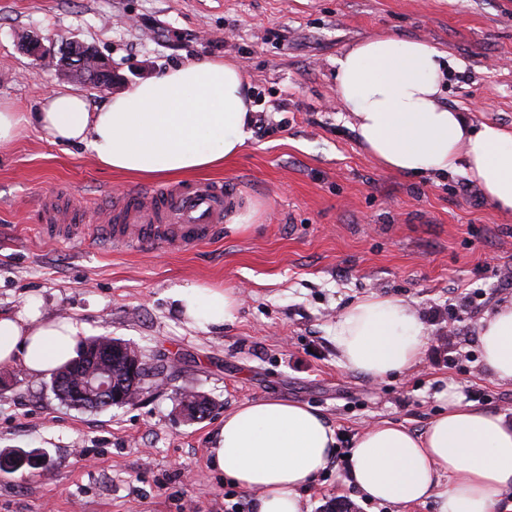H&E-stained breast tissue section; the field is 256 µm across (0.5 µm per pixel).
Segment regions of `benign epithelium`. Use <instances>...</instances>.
<instances>
[{
	"instance_id": "7a95c632",
	"label": "benign epithelium",
	"mask_w": 512,
	"mask_h": 512,
	"mask_svg": "<svg viewBox=\"0 0 512 512\" xmlns=\"http://www.w3.org/2000/svg\"><path fill=\"white\" fill-rule=\"evenodd\" d=\"M21 48L37 60L59 57V68L67 75L83 74L90 83L98 87L112 85V69L91 46L78 41L65 42L58 47L53 43L47 46L41 37L27 34L21 38ZM119 348L120 344L105 341L103 345L92 349L86 356V361L81 363L85 371L79 377V386H74L68 377H60L55 383L56 393L65 400L87 399L107 405L126 403L129 394L113 387L110 369L113 350ZM0 464L8 469H20L24 466L38 467L44 461L39 453L18 451L8 461Z\"/></svg>"
}]
</instances>
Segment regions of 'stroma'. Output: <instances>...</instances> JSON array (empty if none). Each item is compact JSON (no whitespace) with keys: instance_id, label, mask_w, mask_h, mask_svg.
Segmentation results:
<instances>
[{"instance_id":"obj_1","label":"stroma","mask_w":512,"mask_h":512,"mask_svg":"<svg viewBox=\"0 0 512 512\" xmlns=\"http://www.w3.org/2000/svg\"><path fill=\"white\" fill-rule=\"evenodd\" d=\"M76 39L115 75L98 88L34 60L23 34ZM391 35L447 52L445 102L474 122L512 126V0H0V101L37 110L53 90L91 107L191 57L240 63L257 107L242 153L216 180L239 207L221 239L191 253L160 244L115 249L78 237L55 243L38 201L69 187L94 207L141 183L80 147L32 127L0 152V311L29 295L69 316L85 338L130 344L151 371L132 404L78 409L45 375L0 364V450L43 454V468L0 471V512H229L253 496L209 466L213 436L240 404L277 398L320 411L340 457L303 489L307 512L343 500L355 512H438L360 498L345 460L363 425L421 431L457 387L466 401L512 412V383L480 364L479 322L512 297V215L465 175L391 172L361 146L336 101L334 61L353 43ZM237 288L233 321L187 326L173 289ZM384 294L415 305L428 326L422 363L382 383L344 370L333 341L349 303ZM210 402L191 420L181 393Z\"/></svg>"}]
</instances>
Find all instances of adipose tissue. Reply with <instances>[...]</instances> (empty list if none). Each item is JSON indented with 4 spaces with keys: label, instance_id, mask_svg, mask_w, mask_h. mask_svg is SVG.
<instances>
[{
    "label": "adipose tissue",
    "instance_id": "ef3b65f1",
    "mask_svg": "<svg viewBox=\"0 0 512 512\" xmlns=\"http://www.w3.org/2000/svg\"><path fill=\"white\" fill-rule=\"evenodd\" d=\"M454 61L422 40L377 36L336 59V95L354 118L363 147L385 169L413 176L461 173L493 208L512 214V127L473 123L443 102ZM242 65L193 58L128 85L90 108L74 90H54L37 111L0 102V148L30 126L54 143L83 146L97 163L131 178L191 177L220 171L252 136L256 107ZM171 297L189 325L233 320L232 288L191 285ZM80 328L44 317L38 298L0 314V364L52 372L77 355ZM341 366L382 382L420 364L427 327L419 310L373 294L346 306L333 336ZM484 368L512 382V298L482 318ZM423 432L390 421L368 423L349 451L350 482L371 502L396 506L439 501V512H512V419L474 407L455 388ZM339 448L317 408L276 398L225 414L210 466L252 492L253 512H304L301 491L323 474Z\"/></svg>",
    "mask_w": 512,
    "mask_h": 512
}]
</instances>
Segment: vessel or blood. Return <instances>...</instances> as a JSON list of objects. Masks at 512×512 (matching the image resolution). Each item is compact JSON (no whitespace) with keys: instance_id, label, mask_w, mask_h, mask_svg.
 I'll return each instance as SVG.
<instances>
[{"instance_id":"b4317fda","label":"vessel or blood","mask_w":512,"mask_h":512,"mask_svg":"<svg viewBox=\"0 0 512 512\" xmlns=\"http://www.w3.org/2000/svg\"><path fill=\"white\" fill-rule=\"evenodd\" d=\"M237 205L229 185L201 179L112 198L101 208L103 223L93 227L84 223L71 191L64 188L44 195L39 211L42 234L52 241L87 235L116 247L157 242L186 252L223 235Z\"/></svg>"}]
</instances>
